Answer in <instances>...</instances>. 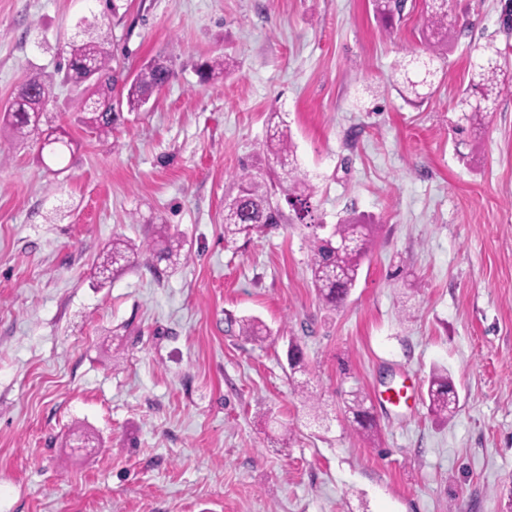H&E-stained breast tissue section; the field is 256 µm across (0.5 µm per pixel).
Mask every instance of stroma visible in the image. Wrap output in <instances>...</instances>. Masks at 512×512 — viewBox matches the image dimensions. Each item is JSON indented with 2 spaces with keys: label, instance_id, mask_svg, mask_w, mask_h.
<instances>
[{
  "label": "stroma",
  "instance_id": "stroma-1",
  "mask_svg": "<svg viewBox=\"0 0 512 512\" xmlns=\"http://www.w3.org/2000/svg\"><path fill=\"white\" fill-rule=\"evenodd\" d=\"M506 2L448 0L461 33L416 108L399 90L424 76L425 0L389 33L371 0H0V106L41 74V126L73 141L45 157L0 123V512H512V96L474 146L458 106L487 49L512 74ZM104 32L119 80L156 57L174 76L100 137L62 76L69 40ZM219 55L233 71L200 82ZM274 113L314 217L225 242ZM352 213L375 243L331 311L310 255ZM159 224L187 263L145 254L97 284L113 238ZM246 316L270 335L242 336ZM437 366L459 394L445 421ZM455 382L448 369H435L428 381V411L438 419H448L458 408ZM352 396L353 399H351L347 407L349 412L353 414V422L356 424L355 430L364 435L374 433V420L364 407V398H361L358 394H353Z\"/></svg>",
  "mask_w": 512,
  "mask_h": 512
}]
</instances>
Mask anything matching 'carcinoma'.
Instances as JSON below:
<instances>
[{"instance_id":"1","label":"carcinoma","mask_w":512,"mask_h":512,"mask_svg":"<svg viewBox=\"0 0 512 512\" xmlns=\"http://www.w3.org/2000/svg\"><path fill=\"white\" fill-rule=\"evenodd\" d=\"M376 15L391 29L402 18L405 0H373ZM422 36L433 56L439 58L448 49V41L454 33L448 30V12L437 0L428 5ZM108 36L95 40L70 44L66 63V78L82 83L90 78L95 83L90 95L78 104V111L84 114L83 123L98 135L107 137L120 117L122 104L129 110L144 106L151 94L160 91L174 76L170 61L159 59L142 66L135 74L128 90L127 101L112 96L117 79L113 73L110 55L105 47ZM229 63L224 56L207 60L200 70L202 81L207 82L217 73L228 70ZM478 82L464 90L461 101L480 96L483 107L473 110V117L489 110L492 99L502 93H512V77H502L500 67L487 59L478 66ZM26 92L14 97L13 101L0 111L13 130L22 137H29L39 131L34 117L46 111L52 98V83L35 74L22 84ZM269 163L286 171L283 178H263L244 167L234 176L236 193L232 197L234 206L224 211V240L233 242L240 236H248L263 226L288 223V215L281 207L280 200L292 206L296 218L304 221L311 215V199L314 187L307 176L298 171L294 161V143L290 129L275 125L270 130L264 145ZM375 229L360 216H350L336 225L332 234L317 241L310 259L309 269L319 299L331 310L341 308L355 287L361 266L374 244ZM153 250L160 260H166L173 269L186 260L182 255V243L165 235V227L158 228L152 242L136 243L130 239L112 241V248L103 256L98 266L99 275L110 278L114 272L123 270L132 258L147 250ZM240 330L246 337L267 334L266 326L254 319L241 321ZM428 411L438 419H446L458 408L455 382L445 368L435 369L428 381ZM353 414L355 430L360 434L374 433V420L364 407V399L353 395L348 404Z\"/></svg>"}]
</instances>
